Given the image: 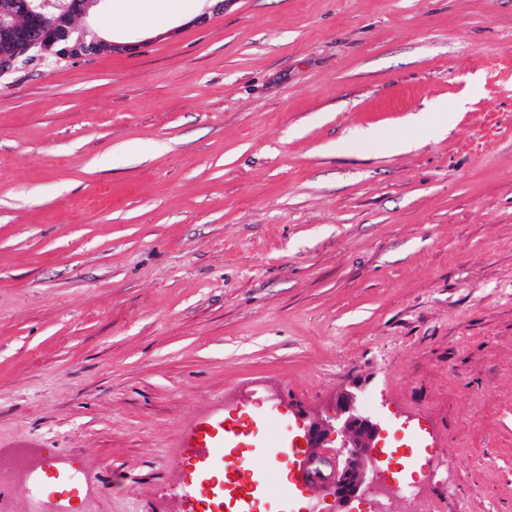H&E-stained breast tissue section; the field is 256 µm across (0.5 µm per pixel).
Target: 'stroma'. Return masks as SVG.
Instances as JSON below:
<instances>
[{
    "label": "stroma",
    "mask_w": 512,
    "mask_h": 512,
    "mask_svg": "<svg viewBox=\"0 0 512 512\" xmlns=\"http://www.w3.org/2000/svg\"><path fill=\"white\" fill-rule=\"evenodd\" d=\"M128 8L0 74V512H206L198 447L298 469L347 392L390 490L293 512H512V0ZM132 17L143 20L145 26L158 25L170 17L192 8L195 0H130ZM140 22V21H139Z\"/></svg>",
    "instance_id": "35a3bbf8"
}]
</instances>
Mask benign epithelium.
Instances as JSON below:
<instances>
[{
    "label": "benign epithelium",
    "mask_w": 512,
    "mask_h": 512,
    "mask_svg": "<svg viewBox=\"0 0 512 512\" xmlns=\"http://www.w3.org/2000/svg\"><path fill=\"white\" fill-rule=\"evenodd\" d=\"M35 2L0 0V43L12 48L11 55L0 56L1 72L10 70L19 57L37 48L53 49L69 57H91L114 49L112 43L92 35L88 28L74 25L75 17L86 14L88 0H69L64 11L56 15L42 12ZM338 407L343 416L339 426L313 421L307 428L306 441L308 447L315 449L334 432L345 449L343 458L333 462L311 452L306 465L312 481L326 479L325 469H330L334 476L330 489L337 501L344 504L358 497L369 471L373 470L370 448L378 434V425L358 411L355 397L350 394L340 397Z\"/></svg>",
    "instance_id": "1"
}]
</instances>
